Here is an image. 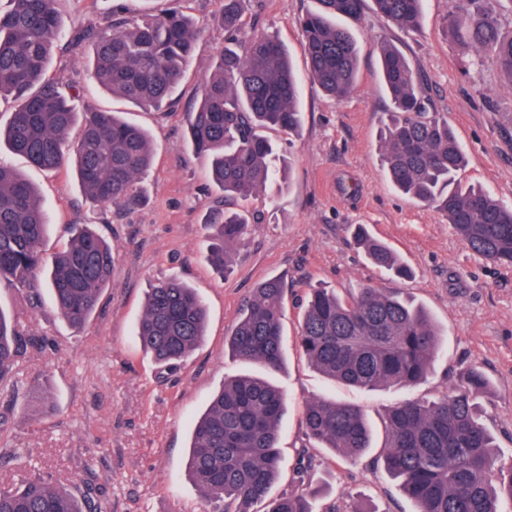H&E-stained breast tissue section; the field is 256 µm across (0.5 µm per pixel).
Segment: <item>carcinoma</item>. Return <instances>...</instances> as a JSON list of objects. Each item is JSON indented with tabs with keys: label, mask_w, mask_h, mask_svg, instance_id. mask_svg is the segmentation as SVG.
Returning <instances> with one entry per match:
<instances>
[{
	"label": "carcinoma",
	"mask_w": 512,
	"mask_h": 512,
	"mask_svg": "<svg viewBox=\"0 0 512 512\" xmlns=\"http://www.w3.org/2000/svg\"><path fill=\"white\" fill-rule=\"evenodd\" d=\"M56 0H8L0 8V96L15 107L0 129L16 154L34 166L59 169L74 163L86 197L95 206L138 204L136 184L148 171L153 147L148 132L113 112L83 113L74 148L68 136L76 118L73 97L61 78L47 76L54 47H94L97 84L135 106L161 108L172 101L198 35L182 7L139 23L113 20L65 34ZM247 0H224L227 45L210 65L201 94L187 114V136L196 156L224 192V222L217 225L209 261L220 272L228 249L250 224L251 199L276 172V153L263 131L296 132L303 122L298 77L275 39H241ZM375 12L407 33L420 29L425 0H371ZM494 0H458L450 30L477 59L492 58L512 83V35L502 34ZM298 19L308 75L332 98H343L358 78V49L349 28L364 14L365 0H315ZM381 81L391 102L382 132V158L391 185L414 202L439 210L468 247L484 259L512 266V206L490 191L461 183L467 160L448 119L428 111L425 88L403 53L385 43ZM48 219L33 185L0 162V280L33 285L42 264L40 245ZM355 238L368 260L391 279L409 269L383 241L358 225ZM112 277V247L90 229L74 233L52 261L48 289L61 317L84 326ZM283 284L254 289L224 340L236 359L276 372L283 365ZM206 309L195 289L178 278L157 282L136 324L140 346L171 368L205 336ZM298 347L333 382L365 391L411 390L431 373L441 334L425 309L388 288L363 287L346 297L312 288L302 303ZM20 333L0 308V389L16 387L13 366ZM490 388L476 367L460 373L435 400L407 398L386 414L382 462L416 512H512V466L497 465L496 437L482 421L479 399ZM284 393L269 379L242 374L224 379L197 420L190 445V475L207 512H314L307 496L270 497L281 461ZM302 425L308 441L356 459L372 445V430L357 405L334 398L309 401ZM298 474L311 478L316 460L299 452ZM0 512H94L90 503L44 478L0 488Z\"/></svg>",
	"instance_id": "carcinoma-1"
}]
</instances>
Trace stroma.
<instances>
[{
  "instance_id": "35a3bbf8",
  "label": "stroma",
  "mask_w": 512,
  "mask_h": 512,
  "mask_svg": "<svg viewBox=\"0 0 512 512\" xmlns=\"http://www.w3.org/2000/svg\"><path fill=\"white\" fill-rule=\"evenodd\" d=\"M175 0H58L63 28L99 26L115 18L165 15ZM196 25L194 56L173 104L141 109L102 91L93 78L91 47L55 49L49 73L83 90L82 107L117 111L150 134L154 161L139 181L145 201L124 209L98 208L86 198L74 168L33 166L0 149V161L38 188L49 227L41 244L52 258L73 225H88L112 246V278L89 322L71 328L54 307L45 276L35 302L23 288L0 282V307L13 317L24 347L14 367L18 386L0 391V488L40 475L93 499L97 512H206L189 475L195 420L225 377L246 364L225 356L224 338L254 288L276 277L288 290L284 304V366L274 380L287 397L281 467L273 496L316 491L339 512H415L379 462L384 419L396 403L433 399L456 373L481 368L491 381L484 422L498 438V461L512 463V267L476 255L435 209L396 193L381 161V132L390 102L379 75V45L389 42L408 59L433 111L448 122L467 156L463 183L484 187L512 204V84L489 60L479 62L448 35L455 0H426L418 32L405 33L372 8L350 28L359 50V79L342 99L326 96L307 74L299 17L314 0H254L258 33L289 51L301 79L299 131L267 130L283 170L255 204L254 222L234 245L227 272L206 256L212 216L224 194L206 176L185 136L213 58L224 48V0H185ZM365 225L410 269L401 292L423 306L443 343L427 380L410 391H364L325 379L298 348L295 336L308 288L345 295L391 282L354 242ZM176 276L196 288L207 309L202 344L176 369L159 368L136 339L147 292ZM359 405L374 429L373 446L357 461L316 449L313 482L293 473L305 442L302 413L314 398Z\"/></svg>"
}]
</instances>
